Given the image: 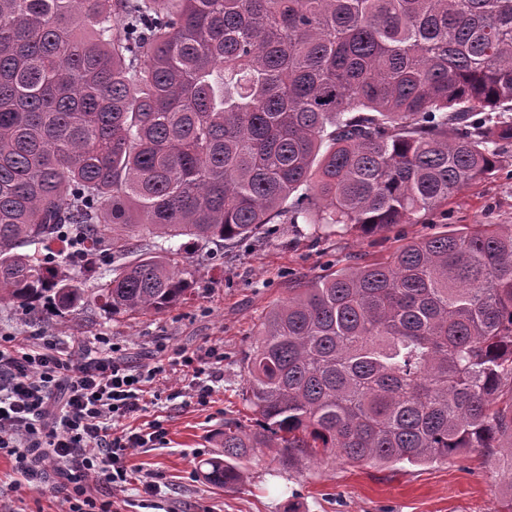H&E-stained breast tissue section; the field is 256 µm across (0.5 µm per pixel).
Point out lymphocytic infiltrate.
Here are the masks:
<instances>
[{"instance_id":"f902f5d3","label":"lymphocytic infiltrate","mask_w":512,"mask_h":512,"mask_svg":"<svg viewBox=\"0 0 512 512\" xmlns=\"http://www.w3.org/2000/svg\"><path fill=\"white\" fill-rule=\"evenodd\" d=\"M170 364L191 370L203 406L223 379L224 353L215 344L202 355L175 348L169 363L134 366L102 337L64 345L0 332V454L31 489L53 468L65 490L61 512H112L132 481L129 451L164 435L158 421L138 431L114 425L141 411L144 386Z\"/></svg>"}]
</instances>
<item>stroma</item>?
<instances>
[{"instance_id": "stroma-1", "label": "stroma", "mask_w": 512, "mask_h": 512, "mask_svg": "<svg viewBox=\"0 0 512 512\" xmlns=\"http://www.w3.org/2000/svg\"><path fill=\"white\" fill-rule=\"evenodd\" d=\"M468 224L512 225V144L504 146L494 176L463 191L422 223L402 224L378 234L313 231L310 225H266L263 232L231 248L193 245L178 250L195 282L181 303L159 315H109L92 308L62 319L48 308L32 312L0 304V328L28 338L64 340L107 337L130 363L147 362L158 345L206 350L224 347V379L207 405L176 395L168 382L155 386L136 424L154 420L163 438L133 450L132 469L153 474L164 496L157 512H512V458L471 450L426 465L352 463L320 457L281 464L280 449H255L238 488L206 482L201 467L219 452L214 435L228 418L258 428L242 393L244 356L266 313L299 282L328 275L346 264L388 258L397 247L427 234Z\"/></svg>"}]
</instances>
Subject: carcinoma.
Listing matches in <instances>:
<instances>
[{
	"label": "carcinoma",
	"instance_id": "1",
	"mask_svg": "<svg viewBox=\"0 0 512 512\" xmlns=\"http://www.w3.org/2000/svg\"><path fill=\"white\" fill-rule=\"evenodd\" d=\"M511 141L512 0H0V303L160 314L195 275L163 244L95 291L59 253L120 257L143 226L207 246L416 224ZM244 364L264 428L224 422L213 485L256 448L512 457V229L298 284Z\"/></svg>",
	"mask_w": 512,
	"mask_h": 512
}]
</instances>
